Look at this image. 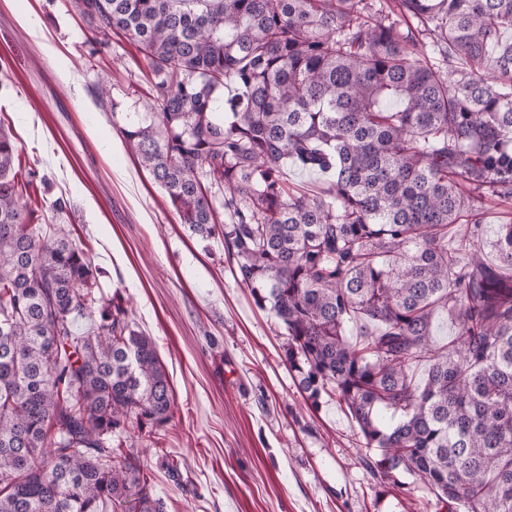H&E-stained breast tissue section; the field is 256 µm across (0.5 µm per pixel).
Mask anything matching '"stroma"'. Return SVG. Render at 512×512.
Here are the masks:
<instances>
[{
	"label": "stroma",
	"mask_w": 512,
	"mask_h": 512,
	"mask_svg": "<svg viewBox=\"0 0 512 512\" xmlns=\"http://www.w3.org/2000/svg\"><path fill=\"white\" fill-rule=\"evenodd\" d=\"M150 89L136 48L93 32L73 0H0V125L36 171L30 221L86 246L173 388L164 430L147 441L128 427L115 456L139 457L165 512H435L408 474L381 493L344 405L307 401L223 239L191 235L138 164L112 113L142 111Z\"/></svg>",
	"instance_id": "35a3bbf8"
}]
</instances>
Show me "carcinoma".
Masks as SVG:
<instances>
[{
    "label": "carcinoma",
    "instance_id": "obj_1",
    "mask_svg": "<svg viewBox=\"0 0 512 512\" xmlns=\"http://www.w3.org/2000/svg\"><path fill=\"white\" fill-rule=\"evenodd\" d=\"M75 6L152 76L145 111L112 113L139 165L188 231L221 233L311 406L331 387L380 486L405 472L443 512H512V223L494 264L482 224L485 201L512 199V0ZM18 157L0 127V512H163L112 436L170 422L166 367L127 309L103 308L70 232L27 222ZM290 167L329 178L308 196ZM355 317L374 329L347 336Z\"/></svg>",
    "mask_w": 512,
    "mask_h": 512
}]
</instances>
